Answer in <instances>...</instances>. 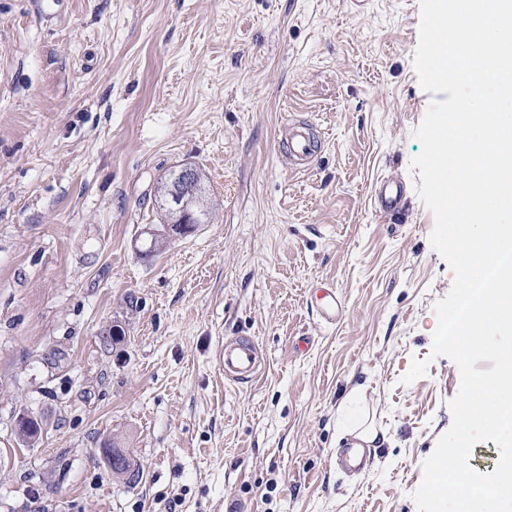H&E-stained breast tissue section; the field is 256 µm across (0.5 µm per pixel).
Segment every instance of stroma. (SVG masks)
<instances>
[{
  "instance_id": "obj_1",
  "label": "stroma",
  "mask_w": 512,
  "mask_h": 512,
  "mask_svg": "<svg viewBox=\"0 0 512 512\" xmlns=\"http://www.w3.org/2000/svg\"><path fill=\"white\" fill-rule=\"evenodd\" d=\"M419 23V0H0V512H417L460 387L445 357L401 381L455 278L411 167ZM292 116L324 139L305 171L280 155ZM185 165L217 209L145 255ZM382 178L406 187L393 224ZM233 336L262 349L253 383L218 368ZM356 405L386 438L341 469ZM310 293L321 320L327 324H336L342 305L334 285L327 281L321 282L311 288Z\"/></svg>"
}]
</instances>
